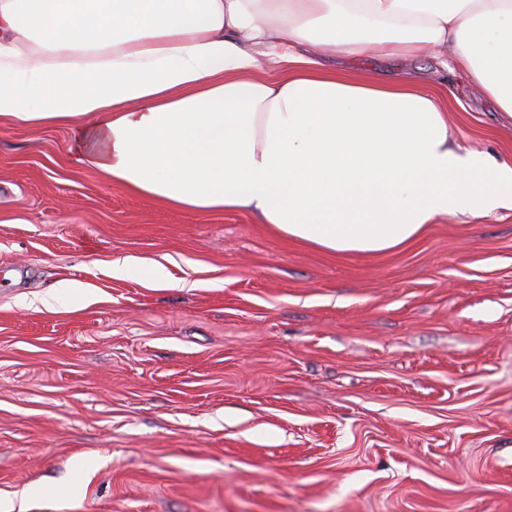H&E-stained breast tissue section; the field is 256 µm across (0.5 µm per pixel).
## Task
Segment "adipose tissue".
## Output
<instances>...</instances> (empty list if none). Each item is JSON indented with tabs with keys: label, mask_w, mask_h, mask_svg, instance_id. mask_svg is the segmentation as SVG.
<instances>
[{
	"label": "adipose tissue",
	"mask_w": 512,
	"mask_h": 512,
	"mask_svg": "<svg viewBox=\"0 0 512 512\" xmlns=\"http://www.w3.org/2000/svg\"><path fill=\"white\" fill-rule=\"evenodd\" d=\"M430 53L512 118V0H0V120L73 127L81 164L339 254L512 210V161L439 99L324 59Z\"/></svg>",
	"instance_id": "ef3b65f1"
}]
</instances>
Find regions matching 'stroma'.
I'll return each mask as SVG.
<instances>
[{"label":"stroma","instance_id":"1","mask_svg":"<svg viewBox=\"0 0 512 512\" xmlns=\"http://www.w3.org/2000/svg\"><path fill=\"white\" fill-rule=\"evenodd\" d=\"M460 144L512 121L424 55ZM0 121V496L28 512H512V210L338 255L161 205ZM131 262L126 278L111 264ZM165 267L173 285L155 287ZM63 280L77 290L36 303Z\"/></svg>","mask_w":512,"mask_h":512}]
</instances>
